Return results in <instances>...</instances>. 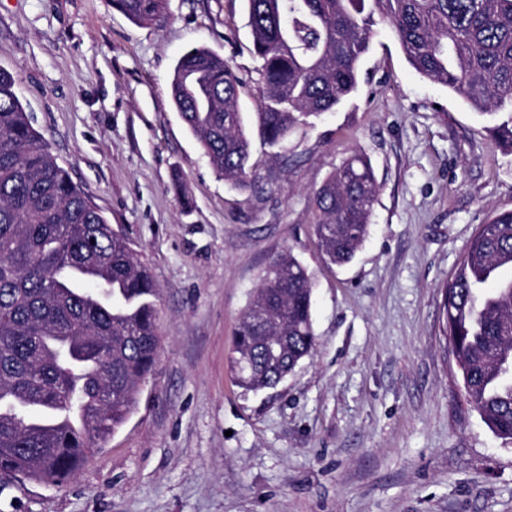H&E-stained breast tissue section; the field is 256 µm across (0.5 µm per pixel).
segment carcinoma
I'll return each instance as SVG.
<instances>
[{"label": "carcinoma", "mask_w": 512, "mask_h": 512, "mask_svg": "<svg viewBox=\"0 0 512 512\" xmlns=\"http://www.w3.org/2000/svg\"><path fill=\"white\" fill-rule=\"evenodd\" d=\"M137 23L165 0H113ZM257 60L265 144L356 92L375 18L410 66L495 117L487 128L512 153V0H245ZM242 79L205 47L177 60L179 116L233 188L248 182ZM379 187L355 153L314 195L322 253L350 263L368 235ZM445 300L446 332L464 398L512 444V210L471 238ZM157 288L122 234L73 182L33 127L12 75L0 71V474L58 485L136 410L160 337ZM312 277L292 254L266 268L243 311L229 362L238 385L261 392L312 356ZM64 402L86 410L83 433L55 427Z\"/></svg>", "instance_id": "obj_1"}]
</instances>
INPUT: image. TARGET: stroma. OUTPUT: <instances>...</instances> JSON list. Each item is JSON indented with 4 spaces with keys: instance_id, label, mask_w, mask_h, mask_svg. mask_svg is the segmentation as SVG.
<instances>
[{
    "instance_id": "obj_1",
    "label": "stroma",
    "mask_w": 512,
    "mask_h": 512,
    "mask_svg": "<svg viewBox=\"0 0 512 512\" xmlns=\"http://www.w3.org/2000/svg\"><path fill=\"white\" fill-rule=\"evenodd\" d=\"M244 78L248 188L210 166L170 96L187 50ZM244 0H167L137 24L111 0H0V69L72 180L158 288L157 362L131 418L68 483L0 474V512H512V444L464 401L444 288L496 210L512 154L491 121L421 77L377 24L356 92L264 146ZM379 193L355 259L327 266L313 195L354 153ZM314 281L317 346L243 392L229 355L269 263Z\"/></svg>"
}]
</instances>
